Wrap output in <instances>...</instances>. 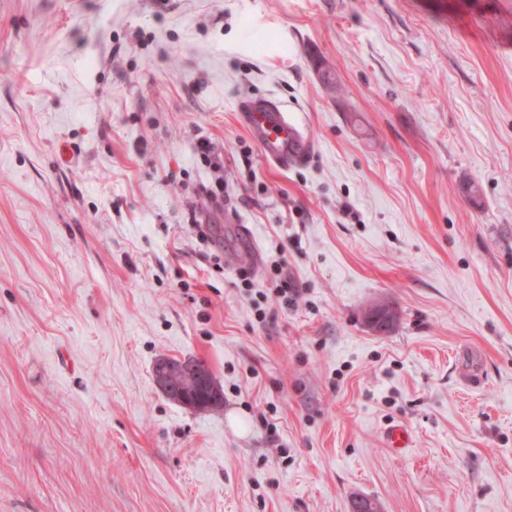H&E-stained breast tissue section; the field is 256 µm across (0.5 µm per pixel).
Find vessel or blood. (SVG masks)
Segmentation results:
<instances>
[{
  "mask_svg": "<svg viewBox=\"0 0 512 512\" xmlns=\"http://www.w3.org/2000/svg\"><path fill=\"white\" fill-rule=\"evenodd\" d=\"M239 120L260 150L280 168L305 161L313 146L287 109L271 99H250L238 107Z\"/></svg>",
  "mask_w": 512,
  "mask_h": 512,
  "instance_id": "vessel-or-blood-1",
  "label": "vessel or blood"
}]
</instances>
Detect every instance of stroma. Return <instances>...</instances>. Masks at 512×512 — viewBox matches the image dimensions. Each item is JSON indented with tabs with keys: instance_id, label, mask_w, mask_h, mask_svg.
I'll return each mask as SVG.
<instances>
[{
	"instance_id": "stroma-1",
	"label": "stroma",
	"mask_w": 512,
	"mask_h": 512,
	"mask_svg": "<svg viewBox=\"0 0 512 512\" xmlns=\"http://www.w3.org/2000/svg\"><path fill=\"white\" fill-rule=\"evenodd\" d=\"M259 98L308 161L263 157ZM274 263L299 296L261 319ZM162 356L223 409L169 400ZM358 496L512 512V0H0V512ZM239 120L260 150L282 169L305 161L311 141L288 110L275 100L250 99L238 107ZM394 321L393 308L388 303L376 304L368 310L367 325L377 333L389 331ZM153 377L161 392L171 401L198 411H218L224 394L213 376L195 361L159 358Z\"/></svg>"
}]
</instances>
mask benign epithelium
Masks as SVG:
<instances>
[{"instance_id":"7a95c632","label":"benign epithelium","mask_w":512,"mask_h":512,"mask_svg":"<svg viewBox=\"0 0 512 512\" xmlns=\"http://www.w3.org/2000/svg\"><path fill=\"white\" fill-rule=\"evenodd\" d=\"M393 308L379 303L368 310V326L378 333L391 329ZM153 377L161 392L171 401L198 411H218L224 406V394L207 368L191 360L159 358Z\"/></svg>"}]
</instances>
